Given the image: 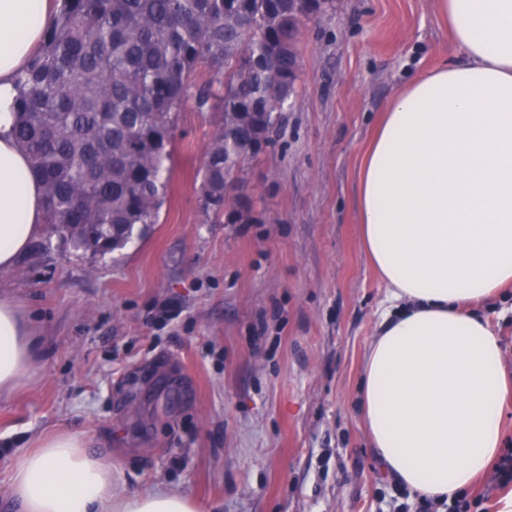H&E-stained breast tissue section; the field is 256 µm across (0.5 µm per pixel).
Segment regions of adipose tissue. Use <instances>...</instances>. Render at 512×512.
I'll return each mask as SVG.
<instances>
[{
	"label": "adipose tissue",
	"instance_id": "adipose-tissue-1",
	"mask_svg": "<svg viewBox=\"0 0 512 512\" xmlns=\"http://www.w3.org/2000/svg\"><path fill=\"white\" fill-rule=\"evenodd\" d=\"M56 0H0V270L45 221L19 147L17 72ZM458 51L397 90L362 158L361 247L392 308L368 342L361 417L384 475L436 504L486 473L506 440L504 352L475 305L512 286V0H435ZM35 332L0 299V393L36 373ZM118 473L76 434L36 437L7 489L20 512H198L163 489L116 494Z\"/></svg>",
	"mask_w": 512,
	"mask_h": 512
}]
</instances>
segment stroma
Wrapping results in <instances>:
<instances>
[{"instance_id":"1","label":"stroma","mask_w":512,"mask_h":512,"mask_svg":"<svg viewBox=\"0 0 512 512\" xmlns=\"http://www.w3.org/2000/svg\"><path fill=\"white\" fill-rule=\"evenodd\" d=\"M300 49L297 96L237 173L245 221L202 219L217 116L190 105L158 223L105 255L46 224L0 271L40 335L37 374L0 397V512H17L11 462L59 428L110 455L126 490L177 491L199 512H418L361 420L385 291L359 244L356 182L396 88L455 47L434 0H336ZM164 302L177 315L160 323ZM480 312L512 372V293Z\"/></svg>"}]
</instances>
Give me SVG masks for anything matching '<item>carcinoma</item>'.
<instances>
[{"label":"carcinoma","mask_w":512,"mask_h":512,"mask_svg":"<svg viewBox=\"0 0 512 512\" xmlns=\"http://www.w3.org/2000/svg\"><path fill=\"white\" fill-rule=\"evenodd\" d=\"M19 75L15 137L43 183L45 223L104 254L158 223L180 112L220 113L199 188L203 220L235 209L247 145L271 142L301 81L295 22L334 0H58ZM210 67L202 83L198 65Z\"/></svg>","instance_id":"obj_1"}]
</instances>
